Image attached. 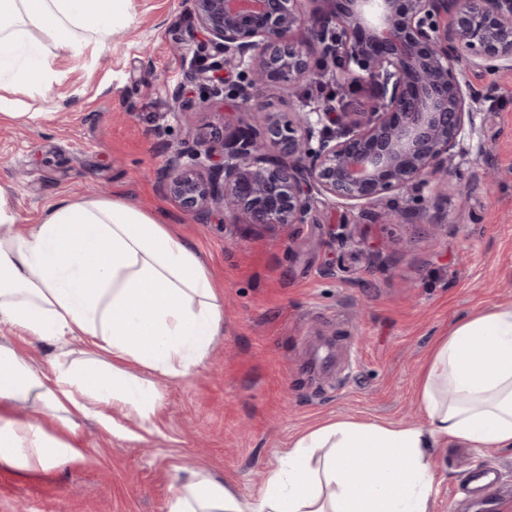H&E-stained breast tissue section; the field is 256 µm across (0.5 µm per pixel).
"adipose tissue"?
<instances>
[{"instance_id": "ef3b65f1", "label": "adipose tissue", "mask_w": 512, "mask_h": 512, "mask_svg": "<svg viewBox=\"0 0 512 512\" xmlns=\"http://www.w3.org/2000/svg\"><path fill=\"white\" fill-rule=\"evenodd\" d=\"M130 0H0V116L47 92L55 58L97 56ZM0 185V324L56 349L47 364L0 345V466L49 471L81 457V424L112 412L151 431L161 379H188L224 327L202 255L154 213L118 198L67 197L19 229ZM85 338V365L69 341ZM152 372L145 380L128 365ZM417 426L337 419L296 439L249 508L200 471L177 477L168 512H430L435 451L512 448V304L459 318L418 381Z\"/></svg>"}]
</instances>
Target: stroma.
<instances>
[{
	"label": "stroma",
	"instance_id": "stroma-1",
	"mask_svg": "<svg viewBox=\"0 0 512 512\" xmlns=\"http://www.w3.org/2000/svg\"><path fill=\"white\" fill-rule=\"evenodd\" d=\"M129 20L95 62L63 55L60 85L27 98L37 120L0 118V184L20 228L54 201L107 194L156 211L193 243L223 290L224 331L190 380L160 382L152 431L84 426L83 459L47 473L0 468V512H168L175 478L195 469L242 502L302 433L336 418L417 425V380L463 315L512 304V70H473L488 118L467 131L444 195L448 228L324 207L316 224L265 229L200 219L169 196L171 150L223 132L236 103L190 78L205 37L189 0H130ZM181 97L184 108L173 106ZM491 144L490 153L478 152ZM500 175L487 195L483 172ZM346 224L347 242L334 237ZM381 250L389 266L371 263ZM496 460L495 512H512V448L438 451L431 512H457L464 473Z\"/></svg>",
	"mask_w": 512,
	"mask_h": 512
}]
</instances>
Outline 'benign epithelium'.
<instances>
[{
	"label": "benign epithelium",
	"mask_w": 512,
	"mask_h": 512,
	"mask_svg": "<svg viewBox=\"0 0 512 512\" xmlns=\"http://www.w3.org/2000/svg\"><path fill=\"white\" fill-rule=\"evenodd\" d=\"M206 45L191 75L238 100L223 136L175 148L167 188L185 211L226 224H314L319 206L393 224L412 217L447 227L439 199L477 110L467 74L512 69V0H190ZM240 81L229 80L232 74ZM368 84L365 112L321 103L264 111L273 91L315 81ZM263 112L260 124L251 114Z\"/></svg>",
	"instance_id": "obj_1"
}]
</instances>
